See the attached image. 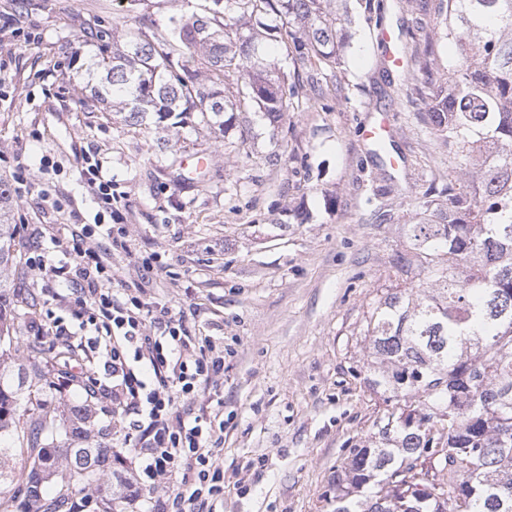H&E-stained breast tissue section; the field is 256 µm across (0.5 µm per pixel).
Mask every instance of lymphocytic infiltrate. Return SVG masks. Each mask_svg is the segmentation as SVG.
Listing matches in <instances>:
<instances>
[{"mask_svg":"<svg viewBox=\"0 0 512 512\" xmlns=\"http://www.w3.org/2000/svg\"><path fill=\"white\" fill-rule=\"evenodd\" d=\"M36 269L78 294L71 314L78 330L93 328L112 371L110 396L129 417L126 447L136 449L150 492L169 489L168 512H205L221 474L215 449L223 437L219 406L194 411L196 401L224 372L210 337L193 336L160 303L112 287V267L93 248L74 246L71 261L40 253Z\"/></svg>","mask_w":512,"mask_h":512,"instance_id":"lymphocytic-infiltrate-1","label":"lymphocytic infiltrate"}]
</instances>
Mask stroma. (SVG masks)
I'll use <instances>...</instances> for the list:
<instances>
[{
	"label": "stroma",
	"mask_w": 512,
	"mask_h": 512,
	"mask_svg": "<svg viewBox=\"0 0 512 512\" xmlns=\"http://www.w3.org/2000/svg\"><path fill=\"white\" fill-rule=\"evenodd\" d=\"M430 3L348 0L341 67L323 69V100L304 101L279 128L258 112L226 128L194 113L167 131L113 118L88 81L102 40L138 25L123 0H0V178L20 162L38 172L14 209L29 234L15 239L23 262L8 279L35 303L20 334L48 353L63 348L51 319L70 313L28 260L85 226L86 245L108 252L114 287L165 304L192 335L223 346L224 491L213 512H332L337 465L388 407L365 383L364 315L394 283L416 198L448 172L418 120L421 99L396 95L401 71L383 72L379 37L392 31L405 52L432 46L452 68ZM382 112L392 136L375 146L362 131ZM86 153L112 180L127 250L95 232L98 207L79 174ZM199 154L204 170L184 168Z\"/></svg>",
	"instance_id": "obj_1"
}]
</instances>
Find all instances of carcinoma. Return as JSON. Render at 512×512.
I'll return each instance as SVG.
<instances>
[{"label":"carcinoma","instance_id":"1","mask_svg":"<svg viewBox=\"0 0 512 512\" xmlns=\"http://www.w3.org/2000/svg\"><path fill=\"white\" fill-rule=\"evenodd\" d=\"M343 2L206 0L170 17L162 44L142 14L91 68L127 122L254 110L275 125L300 95L319 93L315 68L340 64ZM434 15L456 65L444 73L432 49L415 51L414 90L426 99L420 122L448 150V183L418 198L420 219L404 225L409 252L393 260L398 282L365 316L366 384L392 407L337 467L332 512H512V0H435ZM262 39L283 45L295 81L260 57ZM13 203L0 180V482L22 481L0 492V512H61L79 496L127 512L141 488L117 469L92 405L23 395L52 388L76 354L20 350L32 301L3 280L17 267ZM46 483L60 488L51 501Z\"/></svg>","mask_w":512,"mask_h":512}]
</instances>
